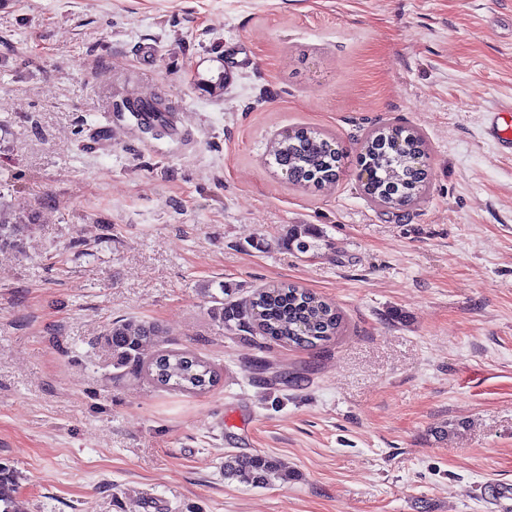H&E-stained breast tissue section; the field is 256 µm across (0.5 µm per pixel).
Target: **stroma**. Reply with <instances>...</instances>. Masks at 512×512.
Returning a JSON list of instances; mask_svg holds the SVG:
<instances>
[{
	"instance_id": "1",
	"label": "stroma",
	"mask_w": 512,
	"mask_h": 512,
	"mask_svg": "<svg viewBox=\"0 0 512 512\" xmlns=\"http://www.w3.org/2000/svg\"><path fill=\"white\" fill-rule=\"evenodd\" d=\"M129 97L171 106L154 133ZM512 0H0V465L16 512H497L512 484ZM422 132L429 193L371 204L367 129ZM336 135L321 189L288 184L285 131ZM292 224L325 236L288 251ZM235 299L295 283L336 305L313 348L234 333ZM158 324L209 392L112 378V321ZM449 426L446 438L434 428ZM283 479L224 476L231 455ZM500 112H496L487 125V135L503 148L512 150V123L503 125ZM30 223L24 216L4 211L0 206V248H20ZM224 476L226 479H236L241 483L264 486L276 479H283L284 474L271 458L255 455L229 456L224 461ZM481 494L490 496L496 502L499 512L512 509V485L485 483L480 487Z\"/></svg>"
}]
</instances>
